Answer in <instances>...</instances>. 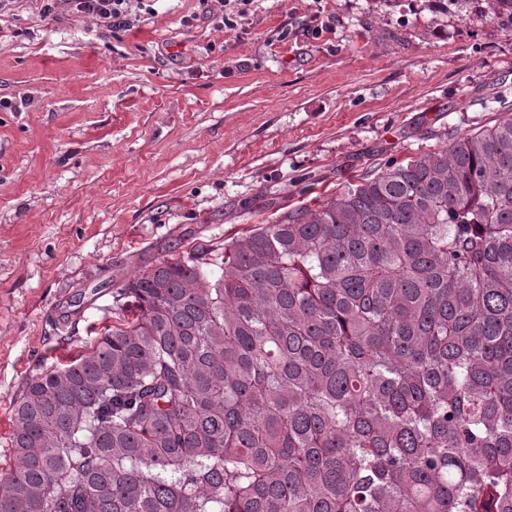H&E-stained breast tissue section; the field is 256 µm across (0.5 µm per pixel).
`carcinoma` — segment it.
Segmentation results:
<instances>
[{"label":"carcinoma","mask_w":512,"mask_h":512,"mask_svg":"<svg viewBox=\"0 0 512 512\" xmlns=\"http://www.w3.org/2000/svg\"><path fill=\"white\" fill-rule=\"evenodd\" d=\"M12 406L0 512H512V116L138 267Z\"/></svg>","instance_id":"1"}]
</instances>
